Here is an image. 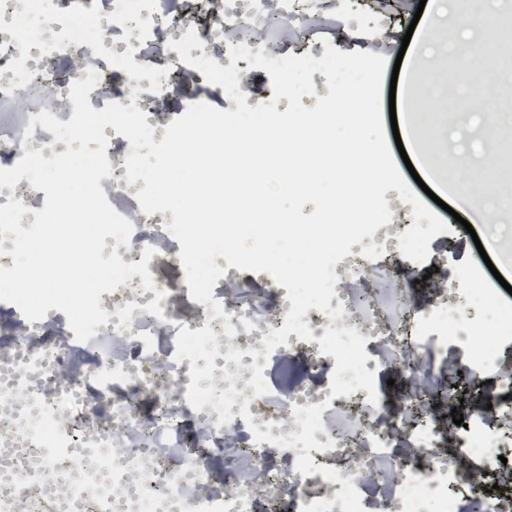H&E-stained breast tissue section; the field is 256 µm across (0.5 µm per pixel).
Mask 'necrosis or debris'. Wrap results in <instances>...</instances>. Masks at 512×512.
Instances as JSON below:
<instances>
[{
    "instance_id": "4bbe7bcc",
    "label": "necrosis or debris",
    "mask_w": 512,
    "mask_h": 512,
    "mask_svg": "<svg viewBox=\"0 0 512 512\" xmlns=\"http://www.w3.org/2000/svg\"><path fill=\"white\" fill-rule=\"evenodd\" d=\"M0 0V168L15 166L25 152L44 158L64 153L65 143L30 119L49 112L62 122L74 113L72 82L95 69L100 79L89 94L95 110L107 103L136 105L161 141L171 119L174 94L208 83L183 63L168 41L195 30L205 56L219 66H236L239 83L251 70L231 61L230 46L246 45L267 58L323 53L310 46H279L267 32L302 29L322 10L321 0ZM111 174L100 186L113 209L134 231L129 245L105 240L104 255L124 263L146 262L153 289L132 276L102 293L109 315L87 342L75 339L66 314L48 310L27 321L13 304L0 301L6 339H0V512H101L98 500L83 497L88 486L111 494V512H301L318 500L342 512L335 498L351 480L364 512H512V373L500 369V353L512 344V316H503L498 291L484 287L480 267L432 280L429 301L409 302L416 264L403 256L399 237L413 223L411 204L392 208L388 224L363 238L337 262L330 319L317 309L303 317L313 338L289 334L267 351L263 340L281 329L292 304L285 287L271 284L246 298L257 274L228 266L212 290L223 316L195 301L184 276L159 279L163 267L180 264L181 244L167 226L171 212L145 214L136 198L143 181L128 183L129 140L105 127ZM154 247L144 259L145 247ZM384 256L392 270L378 283L371 260ZM163 299H156V292ZM158 302L162 313L147 312ZM234 336H227L226 327ZM352 328L364 338L365 368L404 370L405 391L397 406L386 398L369 403L368 392L332 396L333 356L321 353L327 328ZM463 349L448 370L459 377L443 407H436L437 378L430 363ZM305 365L306 381L281 378L269 394L255 396L253 364ZM497 375L505 399L491 409L463 414V426L444 419L459 404L458 390L477 389ZM322 406L317 449L309 452L316 473L295 465L302 447L282 449L283 464L269 467V443H254L260 430L275 437L300 433L294 407ZM248 416H241V409ZM458 445L445 448L449 430ZM338 471L336 481L322 468Z\"/></svg>"
}]
</instances>
